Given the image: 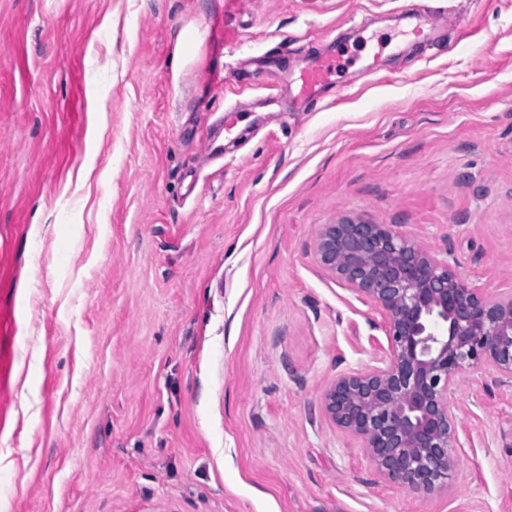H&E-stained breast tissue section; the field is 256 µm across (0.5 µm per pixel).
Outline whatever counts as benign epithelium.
<instances>
[{
  "mask_svg": "<svg viewBox=\"0 0 512 512\" xmlns=\"http://www.w3.org/2000/svg\"><path fill=\"white\" fill-rule=\"evenodd\" d=\"M319 265L381 312L386 344L372 364L343 370L322 394L325 416L365 448L374 473L400 488L432 492L462 447L448 401L469 370L512 383V291L489 295L389 224H323Z\"/></svg>",
  "mask_w": 512,
  "mask_h": 512,
  "instance_id": "benign-epithelium-1",
  "label": "benign epithelium"
}]
</instances>
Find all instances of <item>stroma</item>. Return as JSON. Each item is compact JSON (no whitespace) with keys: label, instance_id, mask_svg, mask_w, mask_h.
<instances>
[{"label":"stroma","instance_id":"1","mask_svg":"<svg viewBox=\"0 0 512 512\" xmlns=\"http://www.w3.org/2000/svg\"><path fill=\"white\" fill-rule=\"evenodd\" d=\"M223 19L0 0V512H512L492 371L450 395L463 446L431 493L376 481L325 417L383 332L312 249L392 224L512 290V0H250L236 47ZM324 53L342 93L294 111ZM10 361L1 359L0 352V429L6 426L9 421V381Z\"/></svg>","mask_w":512,"mask_h":512}]
</instances>
